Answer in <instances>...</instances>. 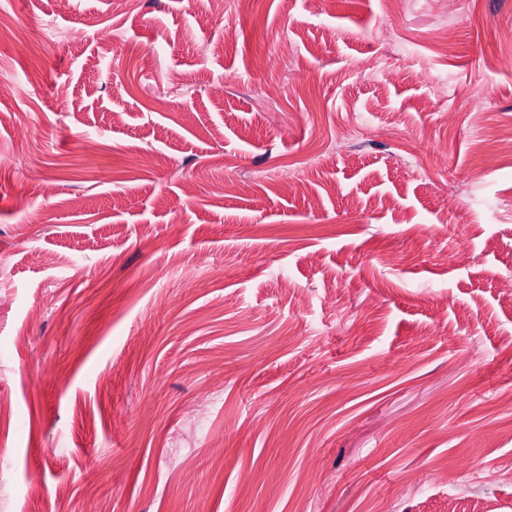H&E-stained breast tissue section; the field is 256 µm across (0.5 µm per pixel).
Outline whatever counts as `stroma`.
I'll use <instances>...</instances> for the list:
<instances>
[{
	"label": "stroma",
	"mask_w": 512,
	"mask_h": 512,
	"mask_svg": "<svg viewBox=\"0 0 512 512\" xmlns=\"http://www.w3.org/2000/svg\"><path fill=\"white\" fill-rule=\"evenodd\" d=\"M0 10V512H512V0Z\"/></svg>",
	"instance_id": "stroma-1"
}]
</instances>
